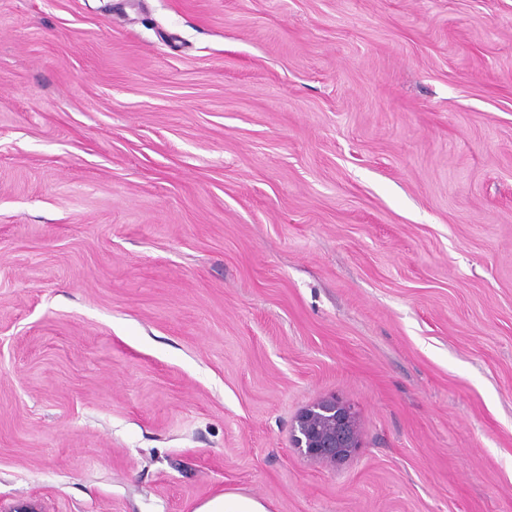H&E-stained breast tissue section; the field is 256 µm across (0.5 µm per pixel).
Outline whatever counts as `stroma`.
Returning <instances> with one entry per match:
<instances>
[{
  "mask_svg": "<svg viewBox=\"0 0 512 512\" xmlns=\"http://www.w3.org/2000/svg\"><path fill=\"white\" fill-rule=\"evenodd\" d=\"M227 491L512 512V0H0V512ZM356 424L351 405L335 396L319 399L297 415L293 447L311 458L341 463L360 446Z\"/></svg>",
  "mask_w": 512,
  "mask_h": 512,
  "instance_id": "obj_1",
  "label": "stroma"
}]
</instances>
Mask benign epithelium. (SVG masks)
<instances>
[{
  "mask_svg": "<svg viewBox=\"0 0 512 512\" xmlns=\"http://www.w3.org/2000/svg\"><path fill=\"white\" fill-rule=\"evenodd\" d=\"M292 444L314 459L347 460L360 447L353 407L334 396L316 401L297 415Z\"/></svg>",
  "mask_w": 512,
  "mask_h": 512,
  "instance_id": "obj_1",
  "label": "benign epithelium"
}]
</instances>
